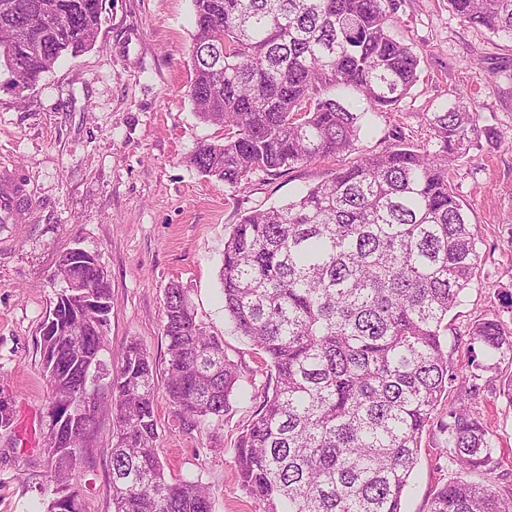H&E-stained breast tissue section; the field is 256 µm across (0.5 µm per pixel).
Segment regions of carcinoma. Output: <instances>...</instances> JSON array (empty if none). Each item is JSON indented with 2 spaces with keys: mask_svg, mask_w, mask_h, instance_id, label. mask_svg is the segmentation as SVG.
I'll use <instances>...</instances> for the list:
<instances>
[{
  "mask_svg": "<svg viewBox=\"0 0 512 512\" xmlns=\"http://www.w3.org/2000/svg\"><path fill=\"white\" fill-rule=\"evenodd\" d=\"M405 0H192L193 75L187 96L224 137L198 143L188 163L232 187L349 154L363 114L349 91L382 112L419 81L420 55L392 28ZM459 21L512 42V0H448ZM102 0H0V73L14 91L33 87L65 54L96 43ZM429 140L399 126L390 146L336 169L297 198L255 210L224 241V316L251 342L273 384L234 448L243 489L258 512H404L422 437L439 430L459 475L428 512H512L501 493L465 473H492L496 448L484 420L450 385L512 364V323L469 327L466 362L448 361V312L480 270L478 237L450 171L481 138L462 101L424 113ZM64 299L107 302L74 335L40 333L53 386L44 436L53 497L46 512H80L77 489L96 452L101 394L86 378L99 359L109 379L113 512H212L199 481H170L157 453L154 364L136 340L122 363L103 352L112 300L107 277L66 250ZM165 393L182 429L216 430L239 381L217 338L196 321L188 291L165 290ZM98 394L78 413L75 400Z\"/></svg>",
  "mask_w": 512,
  "mask_h": 512,
  "instance_id": "obj_1",
  "label": "carcinoma"
}]
</instances>
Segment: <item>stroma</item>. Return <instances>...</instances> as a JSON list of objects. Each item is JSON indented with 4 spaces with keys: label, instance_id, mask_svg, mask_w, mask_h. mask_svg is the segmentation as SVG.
<instances>
[{
    "label": "stroma",
    "instance_id": "obj_1",
    "mask_svg": "<svg viewBox=\"0 0 512 512\" xmlns=\"http://www.w3.org/2000/svg\"><path fill=\"white\" fill-rule=\"evenodd\" d=\"M194 31L191 0H103L95 47L60 59L33 88L0 87V163L16 168L40 205L26 224L0 226V392L13 403L14 425L0 429V512H45L47 481L42 435L51 389L42 372L39 327L61 291L51 279L60 254L78 247L95 255L112 285L105 356L120 365L130 340L156 368L158 454L174 479H201L213 512H256L234 463L235 441L268 384L248 340L224 318L219 271L224 239L250 211L279 205L353 162L389 146L404 127L413 142L426 130L422 112L453 106L457 91L473 98L480 138L453 174L455 191L480 239V272L448 316V357L462 362L465 332L493 313L512 317V42L463 26L448 0H407L394 34L421 57L417 85L395 109L354 111L367 124L354 152L287 170L257 173L232 187L187 162L197 143L222 138L202 122L186 91ZM186 288L197 319L222 342L240 374L231 412L209 448L185 433L165 395L168 360L164 290ZM512 366L483 373L471 400L496 439L498 468L488 481L512 490V404L501 395ZM98 451L79 487L81 512H112V418L100 417ZM437 428L423 435L405 494L406 512H427L435 489L452 478Z\"/></svg>",
    "mask_w": 512,
    "mask_h": 512
}]
</instances>
